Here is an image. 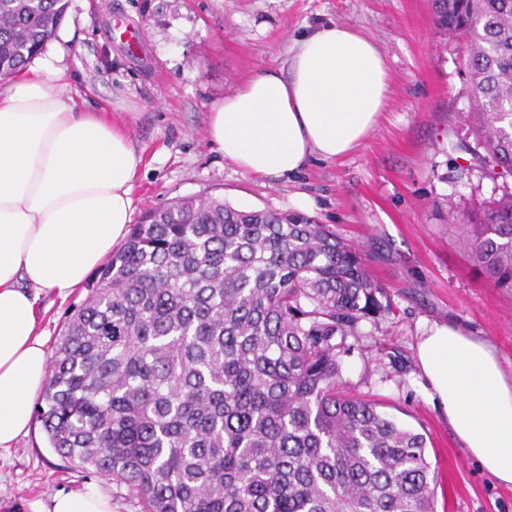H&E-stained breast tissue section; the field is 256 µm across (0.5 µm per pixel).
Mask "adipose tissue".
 I'll return each instance as SVG.
<instances>
[{
    "label": "adipose tissue",
    "instance_id": "1",
    "mask_svg": "<svg viewBox=\"0 0 512 512\" xmlns=\"http://www.w3.org/2000/svg\"><path fill=\"white\" fill-rule=\"evenodd\" d=\"M389 88L367 35L328 23L299 38L288 70L264 69L213 104L211 145L243 172L288 178L358 147ZM142 156L103 112L83 111L64 68L0 78V447L27 433L48 377L37 306L67 297L121 243ZM430 400L480 468L512 487V376L491 344L452 323L416 345ZM29 512H112L96 487L61 490Z\"/></svg>",
    "mask_w": 512,
    "mask_h": 512
}]
</instances>
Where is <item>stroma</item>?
Returning a JSON list of instances; mask_svg holds the SVG:
<instances>
[{
    "mask_svg": "<svg viewBox=\"0 0 512 512\" xmlns=\"http://www.w3.org/2000/svg\"><path fill=\"white\" fill-rule=\"evenodd\" d=\"M341 23L384 55L387 106L362 144L291 178H259L208 142L211 105L265 68H286L300 36ZM41 60L61 62L78 106L110 111L143 156L134 220L181 198L242 210L300 212L330 225L366 258L396 310L360 322L344 355L351 392L423 433L438 472L435 512H512V487L482 472L432 406L414 347L424 328L454 321L512 371V293L471 259L470 210L500 196L470 166L475 105L463 40L442 34L431 0H68ZM88 287L40 299L54 350ZM93 483L112 512H143L112 480L61 459L39 423L0 450V512Z\"/></svg>",
    "mask_w": 512,
    "mask_h": 512,
    "instance_id": "1",
    "label": "stroma"
}]
</instances>
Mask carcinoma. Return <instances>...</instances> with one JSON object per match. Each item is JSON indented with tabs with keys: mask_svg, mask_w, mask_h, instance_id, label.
Segmentation results:
<instances>
[{
	"mask_svg": "<svg viewBox=\"0 0 512 512\" xmlns=\"http://www.w3.org/2000/svg\"><path fill=\"white\" fill-rule=\"evenodd\" d=\"M467 38L481 164L512 171V0H433ZM67 0H0V78ZM471 257L512 290V194L468 216ZM393 312L359 250L300 213L185 198L148 211L65 324L34 415L61 458L143 512H434L421 433L352 394L346 339Z\"/></svg>",
	"mask_w": 512,
	"mask_h": 512,
	"instance_id": "carcinoma-1",
	"label": "carcinoma"
}]
</instances>
